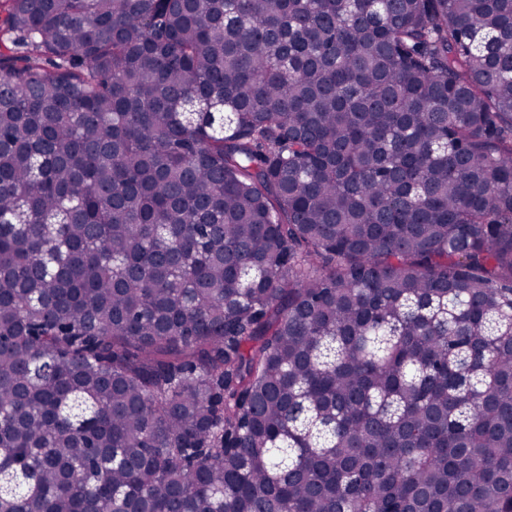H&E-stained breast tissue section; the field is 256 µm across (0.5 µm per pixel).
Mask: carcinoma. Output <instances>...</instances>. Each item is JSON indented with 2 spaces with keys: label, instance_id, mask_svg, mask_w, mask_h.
<instances>
[{
  "label": "carcinoma",
  "instance_id": "carcinoma-1",
  "mask_svg": "<svg viewBox=\"0 0 512 512\" xmlns=\"http://www.w3.org/2000/svg\"><path fill=\"white\" fill-rule=\"evenodd\" d=\"M0 31V512H512V0Z\"/></svg>",
  "mask_w": 512,
  "mask_h": 512
}]
</instances>
